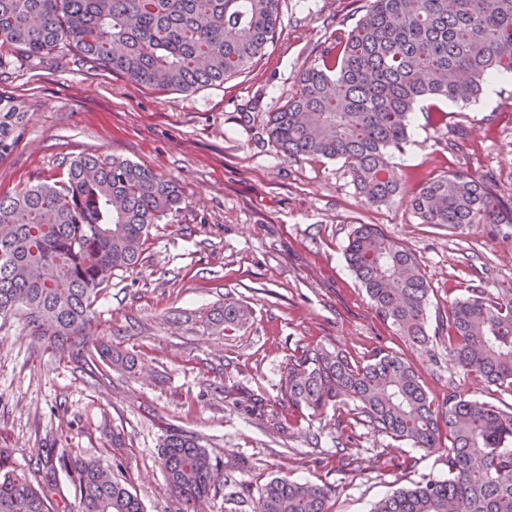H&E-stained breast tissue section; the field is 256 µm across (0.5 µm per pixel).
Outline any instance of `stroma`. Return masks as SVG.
<instances>
[{
  "label": "stroma",
  "instance_id": "stroma-1",
  "mask_svg": "<svg viewBox=\"0 0 512 512\" xmlns=\"http://www.w3.org/2000/svg\"><path fill=\"white\" fill-rule=\"evenodd\" d=\"M369 0H285L279 36L264 59L218 86L189 92L140 86L75 53L31 64H0V92L25 99L33 116L0 159V194L54 178L78 156L114 155L176 179L181 210L151 230L141 264L117 272L97 304L100 331L148 366L140 378L113 374L94 384L29 336L22 317L0 326V448L31 479L39 449L57 445L111 460L113 430L124 431L130 483L145 512H169L157 462L167 430L201 437L238 485L212 492L206 512H251L273 477L328 485L330 512H368L392 490L448 474L428 453L330 410L310 419L279 402L289 355L341 348L356 358L394 353L419 373L431 399L457 394L505 407L512 394L463 374L448 358L443 324L454 299L479 284L512 288V238L481 228L466 234L421 223L408 201L363 205L341 162L294 163L270 141L266 119L295 76L318 60L336 28L363 15ZM463 130L443 151L442 128ZM410 142L394 157L406 191L428 174L494 173L512 200V76L491 79L479 100L419 102ZM359 224H376L418 257L431 285L427 346L400 336L376 315L344 250ZM250 302L251 325L216 336L188 315L223 300ZM171 313L181 322L168 321ZM349 440L354 462L335 447Z\"/></svg>",
  "mask_w": 512,
  "mask_h": 512
}]
</instances>
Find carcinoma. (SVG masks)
Listing matches in <instances>:
<instances>
[{"label":"carcinoma","mask_w":512,"mask_h":512,"mask_svg":"<svg viewBox=\"0 0 512 512\" xmlns=\"http://www.w3.org/2000/svg\"><path fill=\"white\" fill-rule=\"evenodd\" d=\"M283 0H0V58L40 62L68 44L94 65L161 91L222 84L266 55ZM512 74V0H371L350 28L320 47L285 102L268 113V135L290 161L336 160L369 206L404 192L392 156L409 143L410 114L426 99L469 102L484 84ZM30 106L0 93V158L25 130ZM493 178L444 172L410 196L423 224L461 233L512 224ZM182 188L117 156H80L61 177L0 195V319L22 316L46 350L80 364L96 382L136 376L137 355L98 331L96 304L115 271L142 260L150 230L178 212ZM346 260L375 313L414 345L428 343L430 285L416 254L376 224L353 230ZM253 317L231 294L195 315L215 335L233 336ZM448 356L463 372L512 393V291L472 286L448 309ZM284 407L315 418L349 407L397 441L443 452L448 477L398 488L370 512H512V408L451 395L430 399L404 359L376 350L362 361L316 347L289 356ZM40 482L7 467L0 449V512H53L67 489L78 512H145L123 462L70 448H44ZM158 461L173 512H204L223 472L201 438L172 431ZM333 489L274 477L252 512H329Z\"/></svg>","instance_id":"1"}]
</instances>
